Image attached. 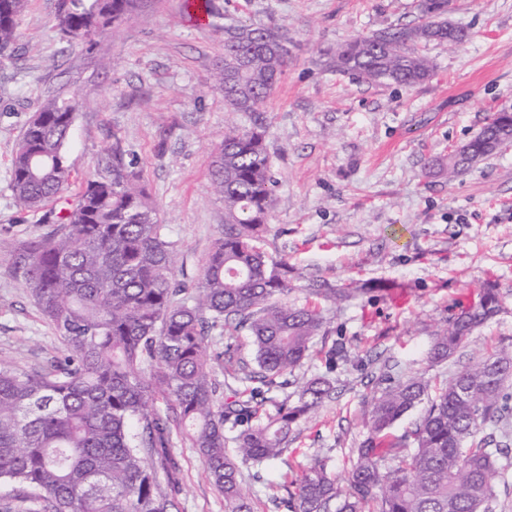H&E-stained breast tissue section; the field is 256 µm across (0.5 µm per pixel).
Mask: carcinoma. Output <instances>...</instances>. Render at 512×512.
<instances>
[{
  "label": "carcinoma",
  "instance_id": "1",
  "mask_svg": "<svg viewBox=\"0 0 512 512\" xmlns=\"http://www.w3.org/2000/svg\"><path fill=\"white\" fill-rule=\"evenodd\" d=\"M136 2L57 0L53 22L71 46L89 50ZM451 2L419 0L422 23L352 38L326 52L327 65L366 83H423L433 65L418 46L468 37L448 22ZM25 3L0 0L1 71L14 65ZM285 38L278 28L224 27L214 78L229 117L211 165L224 234L192 287L177 281L166 225L118 144L112 173L85 180L69 207L46 215L55 228L14 253V272L60 352L39 369L0 365V481L22 486L0 500V512H173L177 448L199 453L226 512H254L241 466L281 458L293 427L331 397L326 376L299 383L292 404L269 396L310 356L324 325L321 311L288 304L294 268L260 246L276 207L265 113L288 67L274 50ZM82 107L77 95L58 92L27 125L12 157L19 210H39L69 186L66 146ZM511 141L512 119L500 116L436 165L451 177ZM308 291L332 302L354 293L318 280ZM499 311L493 287L459 307L431 360L454 356ZM217 330L227 339L247 332L257 369L236 360L230 343L215 350ZM423 403L412 426L386 440ZM511 417L512 347L439 384L383 372L364 414L368 437L351 450L347 489L319 457L294 488L269 486L268 499L274 512H494V480L512 457ZM488 424L498 433L481 435Z\"/></svg>",
  "mask_w": 512,
  "mask_h": 512
}]
</instances>
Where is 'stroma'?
Segmentation results:
<instances>
[{"mask_svg":"<svg viewBox=\"0 0 512 512\" xmlns=\"http://www.w3.org/2000/svg\"><path fill=\"white\" fill-rule=\"evenodd\" d=\"M417 4L213 0L212 16L200 22L184 0H142L81 52L51 21L56 0H28L17 62L0 73V363L29 369L60 348L12 269L15 250L50 230L42 211L16 209L11 190L12 156L40 103L58 89L85 102L67 145L71 185L50 210L106 174L120 143L175 245L177 279L194 284L224 229L210 179L224 138V89L212 75L224 59L225 26L239 24L282 26L290 38L288 67L268 103L276 209L262 246L304 278L356 289L336 304L302 289L289 297L318 306L324 326L276 397H294L297 382L324 374L335 393L294 427L282 458L262 468L252 486L256 512H270L269 486L302 477L318 455L345 484L350 451L368 436L365 401L381 370L442 380L512 345V143L452 178L432 166L512 106V0H456L449 20L469 36L425 46L433 71L420 85H371L326 64L325 50L338 43L416 24ZM490 282L499 314L450 360L431 363L433 340L457 304L477 300ZM177 454L178 512H225L195 449Z\"/></svg>","mask_w":512,"mask_h":512,"instance_id":"obj_1","label":"stroma"}]
</instances>
